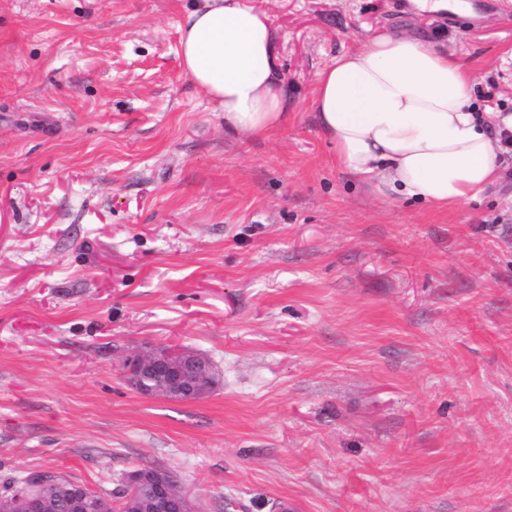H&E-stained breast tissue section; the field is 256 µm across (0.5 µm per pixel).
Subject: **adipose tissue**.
<instances>
[{
    "label": "adipose tissue",
    "instance_id": "1",
    "mask_svg": "<svg viewBox=\"0 0 512 512\" xmlns=\"http://www.w3.org/2000/svg\"><path fill=\"white\" fill-rule=\"evenodd\" d=\"M180 31L183 71L218 102L226 130L261 136L281 127L288 92L266 10L196 0ZM475 82L431 39L385 30L317 73L313 104L337 167L368 193L448 211L496 182L493 134L512 133V114L474 107Z\"/></svg>",
    "mask_w": 512,
    "mask_h": 512
}]
</instances>
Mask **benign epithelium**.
Here are the masks:
<instances>
[{
    "instance_id": "obj_1",
    "label": "benign epithelium",
    "mask_w": 512,
    "mask_h": 512,
    "mask_svg": "<svg viewBox=\"0 0 512 512\" xmlns=\"http://www.w3.org/2000/svg\"><path fill=\"white\" fill-rule=\"evenodd\" d=\"M130 385L141 395L194 401L220 384L211 361L189 349L151 347L128 355L122 363ZM43 492L14 485L0 496V512H49L48 493L66 499L69 512H85L91 491L60 473L42 479ZM122 512H195L189 497L173 484L170 474L154 466H142L123 478Z\"/></svg>"
}]
</instances>
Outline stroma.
Returning a JSON list of instances; mask_svg holds the SVG:
<instances>
[{
  "label": "stroma",
  "instance_id": "1",
  "mask_svg": "<svg viewBox=\"0 0 512 512\" xmlns=\"http://www.w3.org/2000/svg\"><path fill=\"white\" fill-rule=\"evenodd\" d=\"M258 2L292 105L250 137L182 71L191 0H0V486L148 464L198 512H512V153L454 211L380 200L311 106L390 28L512 113V0ZM151 345L222 386L140 395L121 364ZM453 3H450V2ZM463 0H407L406 11L414 16H447L448 9L459 14H467L469 4Z\"/></svg>",
  "mask_w": 512,
  "mask_h": 512
}]
</instances>
